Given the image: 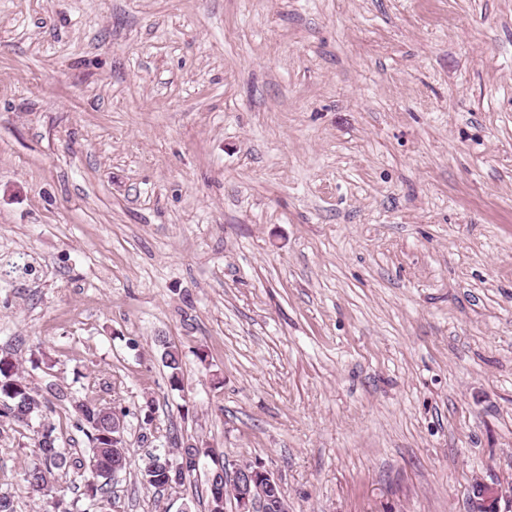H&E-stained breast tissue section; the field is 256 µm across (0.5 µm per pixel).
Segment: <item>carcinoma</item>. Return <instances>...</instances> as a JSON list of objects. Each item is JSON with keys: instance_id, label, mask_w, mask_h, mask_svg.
Instances as JSON below:
<instances>
[{"instance_id": "cac0c4a2", "label": "carcinoma", "mask_w": 512, "mask_h": 512, "mask_svg": "<svg viewBox=\"0 0 512 512\" xmlns=\"http://www.w3.org/2000/svg\"><path fill=\"white\" fill-rule=\"evenodd\" d=\"M163 365L168 369L170 389L182 390V352L173 346L163 345ZM61 400L55 385H46V393L31 387L19 372L17 360L10 352L0 354V418H7L18 425L27 426L32 419L53 410V400ZM76 427L85 433L91 443L88 458L81 459L66 453L57 444L52 427L37 431L35 447L38 452L26 465L24 482L28 492L38 498L49 496L58 482L60 473L71 468L89 472L85 478L83 496L85 508L79 512H101L108 499V485L114 474L125 472L131 465L124 445L122 417L113 408L93 399L70 401ZM209 448L181 446L177 453L156 450L141 459L138 470L142 480L158 491H172L183 486L196 471L183 467L184 459L206 458Z\"/></svg>"}]
</instances>
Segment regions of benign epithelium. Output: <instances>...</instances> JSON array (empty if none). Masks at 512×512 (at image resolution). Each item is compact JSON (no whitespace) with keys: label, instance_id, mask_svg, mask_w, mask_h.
<instances>
[{"label":"benign epithelium","instance_id":"benign-epithelium-1","mask_svg":"<svg viewBox=\"0 0 512 512\" xmlns=\"http://www.w3.org/2000/svg\"><path fill=\"white\" fill-rule=\"evenodd\" d=\"M224 492L235 502V512H292L280 479L260 464L237 469L232 478L224 479ZM503 492L486 484L473 488L471 512H501Z\"/></svg>","mask_w":512,"mask_h":512}]
</instances>
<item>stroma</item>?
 <instances>
[{
	"label": "stroma",
	"mask_w": 512,
	"mask_h": 512,
	"mask_svg": "<svg viewBox=\"0 0 512 512\" xmlns=\"http://www.w3.org/2000/svg\"><path fill=\"white\" fill-rule=\"evenodd\" d=\"M1 350L127 410L114 512H209L175 438L293 512L512 489V0H0ZM163 365L168 369V382L171 390H182V352L176 347L168 346L163 342ZM213 448H193L180 446L176 454L170 452V449H156V452L148 453L138 464V470L145 484L155 489V491H172L183 486L187 479L198 469V464L202 458H210L209 452ZM195 458V467L188 465L183 467L185 457L187 459ZM211 459V458H210Z\"/></svg>",
	"instance_id": "stroma-1"
}]
</instances>
